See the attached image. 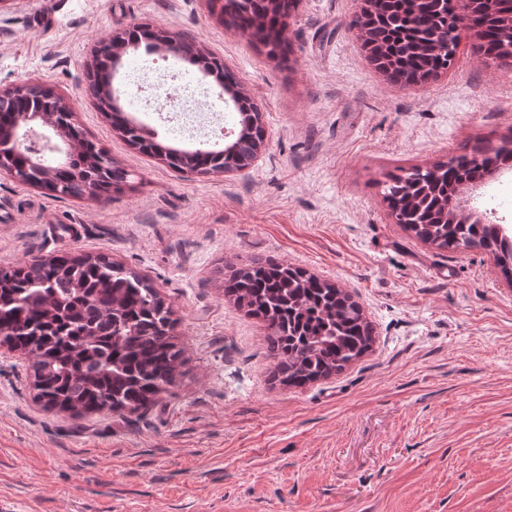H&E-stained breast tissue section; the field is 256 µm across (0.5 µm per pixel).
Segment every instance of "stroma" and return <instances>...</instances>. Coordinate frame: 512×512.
I'll return each mask as SVG.
<instances>
[{
  "mask_svg": "<svg viewBox=\"0 0 512 512\" xmlns=\"http://www.w3.org/2000/svg\"><path fill=\"white\" fill-rule=\"evenodd\" d=\"M364 0H297L288 59L224 25L212 0H0V91L38 81L130 175L100 199L0 172V264L105 253L171 302L183 374L124 415L45 411L26 358L0 347V512H512V281L480 248L405 232L396 168L512 136V59L463 34L437 79L390 83L353 26ZM221 58L258 106L259 157L190 174L115 132L88 89L92 51L138 24ZM512 228V168L466 188ZM275 258L346 288L372 352L291 388L267 330L224 277Z\"/></svg>",
  "mask_w": 512,
  "mask_h": 512,
  "instance_id": "1",
  "label": "stroma"
}]
</instances>
